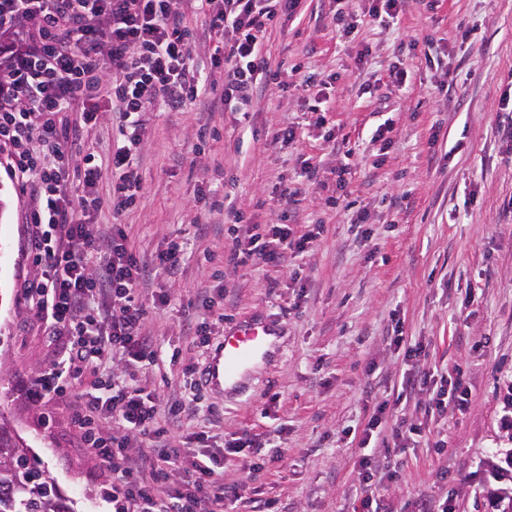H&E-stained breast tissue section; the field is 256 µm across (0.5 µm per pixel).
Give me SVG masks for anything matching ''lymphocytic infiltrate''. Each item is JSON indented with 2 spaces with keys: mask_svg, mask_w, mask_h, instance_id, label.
<instances>
[{
  "mask_svg": "<svg viewBox=\"0 0 512 512\" xmlns=\"http://www.w3.org/2000/svg\"><path fill=\"white\" fill-rule=\"evenodd\" d=\"M402 0H366L360 12H337L343 34L364 21L397 18ZM300 0H0V156L21 192L28 257L37 268L20 298L37 318L55 357L27 388L29 399L51 400L74 390L73 427L86 455L112 473L105 497L112 512H224L239 500L216 464L196 461L170 424L190 405L161 402L139 385L137 369L156 364L159 351L146 333L150 308L170 304L163 292L145 303L151 279L179 273L184 245L170 241L152 259L130 246L125 225L100 232L93 212L123 213L141 191L136 149L151 112L216 110L249 105L259 87L278 84L262 51L268 25L295 15ZM200 18L191 27L188 15ZM220 40L211 68L216 87L198 67L201 41ZM107 97L118 135L112 143V191L101 197L102 166L84 141L99 121L96 99ZM270 239H237L233 264L281 265L309 251L315 232L271 225ZM405 360L418 364L422 343L394 336ZM403 389L424 394V413L465 411L470 391L462 378L420 368Z\"/></svg>",
  "mask_w": 512,
  "mask_h": 512,
  "instance_id": "obj_1",
  "label": "lymphocytic infiltrate"
}]
</instances>
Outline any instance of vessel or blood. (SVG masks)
<instances>
[{"label": "vessel or blood", "mask_w": 512, "mask_h": 512, "mask_svg": "<svg viewBox=\"0 0 512 512\" xmlns=\"http://www.w3.org/2000/svg\"><path fill=\"white\" fill-rule=\"evenodd\" d=\"M282 331L267 320H255L225 329L223 338L208 352L203 378L206 385L244 391L250 369L280 353Z\"/></svg>", "instance_id": "b4317fda"}]
</instances>
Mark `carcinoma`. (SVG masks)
<instances>
[{"label": "carcinoma", "instance_id": "carcinoma-1", "mask_svg": "<svg viewBox=\"0 0 512 512\" xmlns=\"http://www.w3.org/2000/svg\"><path fill=\"white\" fill-rule=\"evenodd\" d=\"M0 512H72L31 448L2 421Z\"/></svg>", "mask_w": 512, "mask_h": 512}]
</instances>
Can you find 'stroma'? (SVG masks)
I'll return each mask as SVG.
<instances>
[{"instance_id":"obj_1","label":"stroma","mask_w":512,"mask_h":512,"mask_svg":"<svg viewBox=\"0 0 512 512\" xmlns=\"http://www.w3.org/2000/svg\"><path fill=\"white\" fill-rule=\"evenodd\" d=\"M338 7L354 12L359 0H302L285 26L267 29L263 52L284 86L247 113L154 112L139 148L145 194L120 221L141 254L177 238L191 258L165 285L181 306L149 316L167 357L137 377L168 400L183 390L186 365H204L207 351L188 336L183 305L209 287L220 315L212 340L254 318L277 323L284 336L280 356L252 368L245 394L195 386L200 409L177 429L206 432L210 449L242 431L284 448L282 461L248 476L225 461V484L246 486L234 512H257L267 500L273 512H357L361 430L382 401L389 427L424 421L429 441L393 453L398 475L377 485L378 512H411L420 499L486 512L498 487L487 471L498 452L512 451V142L499 132L498 110L512 90V0H440L427 13L412 2L396 24L364 23L349 35L331 25ZM461 28L472 34L459 43ZM431 38L447 41V70L409 53L410 43ZM365 47L369 55L358 58ZM398 65L408 72L403 89L393 83ZM311 73L331 79L319 93L329 106L323 115L311 109L316 93L301 88ZM446 75L456 82L450 101L436 94ZM291 122L302 137L274 141ZM383 124L392 127L386 147L371 140ZM330 133L341 141L343 178L324 170L306 180V159L322 155ZM283 185L299 188L293 204L274 195ZM203 187L256 233L286 207L299 227L324 231L313 252L287 267L225 264L237 233L222 211L195 206ZM28 203L0 165V415L73 512H112L103 496L110 475L82 451L66 401L23 392L53 356L19 299L21 282L35 274L25 253ZM361 210L366 242L355 223ZM397 329L425 345L427 368L463 375L465 412L427 419L416 401H398L392 382L409 368L390 344Z\"/></svg>"}]
</instances>
